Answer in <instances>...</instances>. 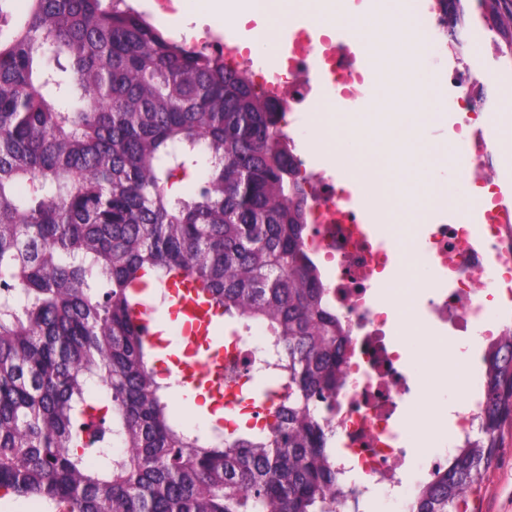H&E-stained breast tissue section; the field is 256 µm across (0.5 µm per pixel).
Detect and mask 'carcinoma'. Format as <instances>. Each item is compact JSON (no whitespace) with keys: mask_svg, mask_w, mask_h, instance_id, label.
Listing matches in <instances>:
<instances>
[{"mask_svg":"<svg viewBox=\"0 0 512 512\" xmlns=\"http://www.w3.org/2000/svg\"><path fill=\"white\" fill-rule=\"evenodd\" d=\"M438 2L460 23L461 0ZM26 6L0 27V489L59 512H336L322 412L347 336L303 250L308 195L272 105L128 0ZM178 275L275 337L288 395L264 426L217 439L172 416L134 312L136 285ZM485 362L480 435L413 512H467L497 457L511 334Z\"/></svg>","mask_w":512,"mask_h":512,"instance_id":"1","label":"carcinoma"}]
</instances>
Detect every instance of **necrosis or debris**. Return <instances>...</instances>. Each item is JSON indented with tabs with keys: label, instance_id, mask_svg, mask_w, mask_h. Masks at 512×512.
<instances>
[{
	"label": "necrosis or debris",
	"instance_id": "obj_1",
	"mask_svg": "<svg viewBox=\"0 0 512 512\" xmlns=\"http://www.w3.org/2000/svg\"><path fill=\"white\" fill-rule=\"evenodd\" d=\"M438 15L430 2L414 19L421 56L458 42L456 33L441 27ZM224 57L258 94L273 100L279 128L291 142L300 135L302 113L329 108L339 99L357 100L367 88L365 73L341 67L336 42L328 33L315 42L299 34L283 64L267 73L255 71L249 56L238 49ZM314 66L325 73V94L308 89L306 74ZM480 75L468 65L438 75L453 89V106L467 114L458 130L462 149L455 162L472 186L480 212L471 218L465 203L454 201L448 205L450 220L428 225L419 252L431 273L424 307H416L413 297L401 291L408 259L395 247L394 225L364 223L366 200L352 202L336 177L319 169L314 156L292 154L296 176L309 195L306 249L331 290L329 303L349 338L346 382L337 390L329 416L332 464L346 492L337 499L336 512H348L379 489L400 500L402 512H411L401 478L408 462L398 418L410 378L404 351L393 334L395 324L406 318L421 320L433 365L447 360L451 337L478 336L488 344L512 330V223H504L502 195L488 175L496 150L479 121L488 105L487 98L476 93ZM467 368L465 384L447 387L456 397L461 442L478 429L482 356L471 355ZM258 375L282 377L273 337L236 332L224 351V387L234 394L240 415L252 424L261 420L249 393L250 381Z\"/></svg>",
	"mask_w": 512,
	"mask_h": 512
}]
</instances>
